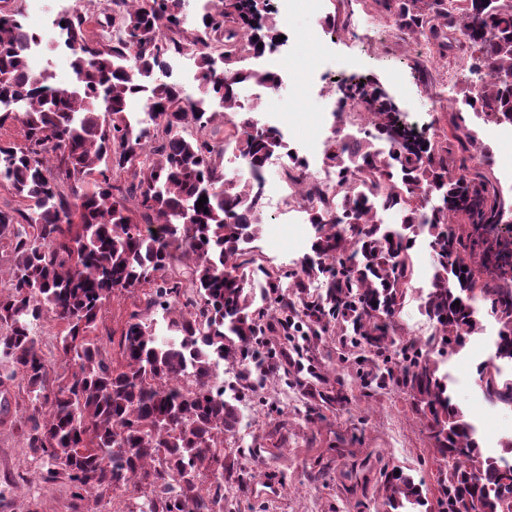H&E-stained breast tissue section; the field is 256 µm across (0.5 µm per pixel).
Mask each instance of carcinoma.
I'll list each match as a JSON object with an SVG mask.
<instances>
[{
	"label": "carcinoma",
	"instance_id": "carcinoma-1",
	"mask_svg": "<svg viewBox=\"0 0 512 512\" xmlns=\"http://www.w3.org/2000/svg\"><path fill=\"white\" fill-rule=\"evenodd\" d=\"M219 2L198 18L221 48L217 59L181 28L184 0H106L122 31L107 42L89 34V16L61 17L76 83L58 91L29 70L35 35L19 13H0V129L18 123L23 132L20 143L0 140V184L27 203L0 206V242L12 253L8 273L0 270V360L10 364L5 377L23 384L27 405L15 424L40 477L64 476L79 501L122 490L142 499L137 512H224V482L213 475L231 473L222 447L238 428V396L235 388L212 391L215 360L237 366L245 388L281 370L307 396L341 403L344 378L332 386L312 368L302 375L288 344L334 325L353 348L387 357L419 236L436 257L420 304L435 324L425 346L461 350L484 331L487 309L497 334L479 381L491 402L512 407V374L502 369L512 366V274L493 279L471 260L480 245L474 231L505 222L512 202L469 165L472 134L454 121L448 134L415 139L375 81L349 86L345 97L368 111L372 130L326 147L343 196L309 192L310 254L296 269L267 266L247 247L262 224L265 163L284 151L292 179L298 161L278 133L257 124L237 88L274 81L238 66L272 44L273 12L255 0ZM383 4L400 31L443 58L464 43L478 50L480 80L468 104L512 122L504 80L512 74V0ZM462 30L464 43L455 37ZM186 51L198 60L194 100L159 76ZM136 97L145 99L143 117L128 112ZM219 116L222 129L213 126ZM230 145L245 162L243 178L224 174ZM106 156L111 169L100 171ZM394 208L401 223L375 220ZM318 280L321 288L311 290ZM119 293L143 308L125 321L116 360L94 332ZM49 318L64 326L63 374L36 336ZM267 334L283 346L264 356L256 348ZM367 362L354 358L364 388L405 390L414 400L438 465L439 512H512V464L484 454L439 363L416 343L391 366ZM382 477L388 512H428L423 483L395 467Z\"/></svg>",
	"mask_w": 512,
	"mask_h": 512
}]
</instances>
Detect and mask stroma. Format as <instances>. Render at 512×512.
I'll list each match as a JSON object with an SVG mask.
<instances>
[{
	"instance_id": "stroma-1",
	"label": "stroma",
	"mask_w": 512,
	"mask_h": 512,
	"mask_svg": "<svg viewBox=\"0 0 512 512\" xmlns=\"http://www.w3.org/2000/svg\"><path fill=\"white\" fill-rule=\"evenodd\" d=\"M47 10L30 11V0H0V10L19 8L22 23L33 32L50 25L56 12L73 10L104 20V0H46ZM335 30H327L328 18ZM111 36L112 27L100 29ZM284 35L277 66L284 82L276 95L246 100L256 114L269 113L284 127L289 148L313 151L326 147L336 124L334 100L322 97L323 82L353 83L375 79L399 110L400 118L421 136L449 130L452 119L463 118L475 138L476 166L501 195L512 201V137L486 131L465 103L477 81L471 71L474 51L454 54L459 67L447 76L446 62L433 51L417 56L409 40L379 0H321L317 9H299L278 23ZM307 217L294 221L264 219L253 247L265 260L295 266L298 241L307 236ZM497 327L485 318L484 331L470 338L457 354L439 355L452 378L454 398L479 427L487 455L501 453L512 437V411L492 405L478 380L477 367L489 356V336ZM308 359L325 369L328 378L343 376L346 404L324 407L299 389L271 379L256 391H245L238 403L240 426L224 445L234 469L252 481L239 488L224 484L233 512H384L381 473L385 466L403 469L424 481L429 499L437 465L431 442L412 398L405 391L365 396L351 369L337 359L335 337L312 349ZM16 427L0 424V512H132L135 501L115 492L101 502L75 504L66 479L45 481Z\"/></svg>"
}]
</instances>
